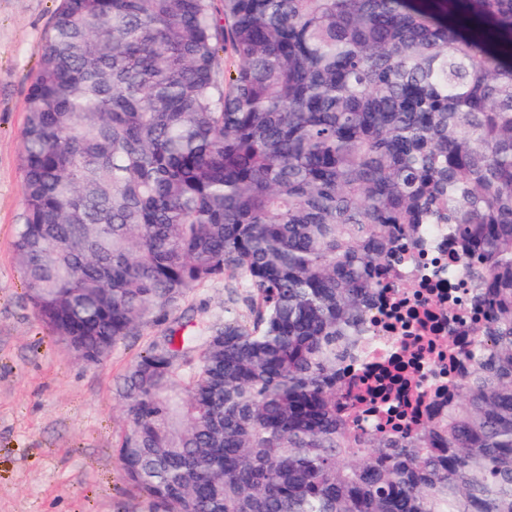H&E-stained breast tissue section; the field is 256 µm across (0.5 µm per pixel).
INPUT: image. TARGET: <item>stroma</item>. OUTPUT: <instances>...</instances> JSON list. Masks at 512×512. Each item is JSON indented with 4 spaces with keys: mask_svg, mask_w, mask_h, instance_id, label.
<instances>
[{
    "mask_svg": "<svg viewBox=\"0 0 512 512\" xmlns=\"http://www.w3.org/2000/svg\"><path fill=\"white\" fill-rule=\"evenodd\" d=\"M60 0H0V512H148L116 445L128 427L114 393L148 341L181 313H222L223 282L152 318L111 355L84 364L36 318L13 253L23 213L27 92Z\"/></svg>",
    "mask_w": 512,
    "mask_h": 512,
    "instance_id": "obj_1",
    "label": "stroma"
}]
</instances>
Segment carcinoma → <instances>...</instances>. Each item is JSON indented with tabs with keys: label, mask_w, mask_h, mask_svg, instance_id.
Instances as JSON below:
<instances>
[{
	"label": "carcinoma",
	"mask_w": 512,
	"mask_h": 512,
	"mask_svg": "<svg viewBox=\"0 0 512 512\" xmlns=\"http://www.w3.org/2000/svg\"><path fill=\"white\" fill-rule=\"evenodd\" d=\"M22 143L15 262L85 363L244 289L116 383L160 512H512V0H61ZM427 224L493 316L448 411L362 432L337 374Z\"/></svg>",
	"instance_id": "cac0c4a2"
}]
</instances>
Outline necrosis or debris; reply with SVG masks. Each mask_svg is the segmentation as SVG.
<instances>
[{
  "label": "necrosis or debris",
  "instance_id": "1",
  "mask_svg": "<svg viewBox=\"0 0 512 512\" xmlns=\"http://www.w3.org/2000/svg\"><path fill=\"white\" fill-rule=\"evenodd\" d=\"M471 296L447 225H428L420 245L405 249L392 266L371 328L342 375L361 428L377 429L388 407L411 422L425 420L433 394L463 376L466 364L449 361L448 352L466 350L486 320Z\"/></svg>",
  "mask_w": 512,
  "mask_h": 512
}]
</instances>
